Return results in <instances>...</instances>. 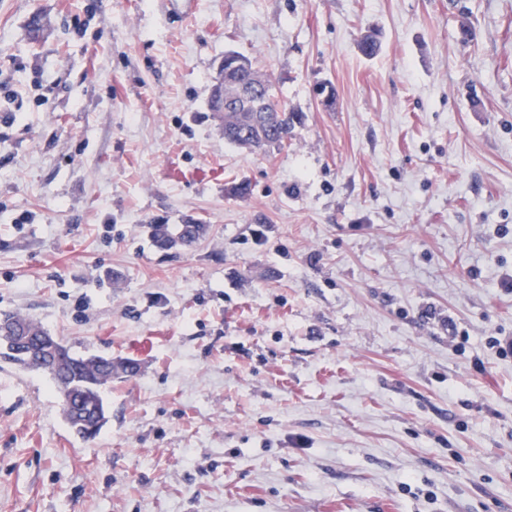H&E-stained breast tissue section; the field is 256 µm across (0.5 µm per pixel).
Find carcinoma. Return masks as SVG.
Wrapping results in <instances>:
<instances>
[{"label": "carcinoma", "mask_w": 512, "mask_h": 512, "mask_svg": "<svg viewBox=\"0 0 512 512\" xmlns=\"http://www.w3.org/2000/svg\"><path fill=\"white\" fill-rule=\"evenodd\" d=\"M267 84L260 98L263 109L274 111V124L257 127L255 118L261 113L253 107H239L224 117V140L250 151L274 152L288 147L291 141L295 114L274 93V75L266 72ZM149 237L161 250L188 247L205 236L206 224H151ZM10 320L20 327L27 338L25 347L16 345L12 338H0V361L18 367L30 368L31 353L40 355L42 362L36 369L44 372L60 391L66 392L70 401H61V411L70 429L83 439L94 438L106 421L104 389L112 378L121 374L133 377L138 373L137 362L130 359L112 360V356L98 353L76 354L60 339L48 334L37 323L18 315Z\"/></svg>", "instance_id": "carcinoma-1"}]
</instances>
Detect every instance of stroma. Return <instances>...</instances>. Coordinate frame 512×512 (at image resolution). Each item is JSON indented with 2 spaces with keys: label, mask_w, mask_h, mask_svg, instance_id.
<instances>
[{
  "label": "stroma",
  "mask_w": 512,
  "mask_h": 512,
  "mask_svg": "<svg viewBox=\"0 0 512 512\" xmlns=\"http://www.w3.org/2000/svg\"><path fill=\"white\" fill-rule=\"evenodd\" d=\"M0 84V316L141 367L84 440L0 362V512H512V0H0ZM244 60L248 66H257L256 61L246 55L236 51L225 52L224 57L231 56ZM253 68V75L249 80L242 82L239 86V96L242 102L252 103L256 97V90L259 85L265 83V73L267 75V84L264 87L260 98L264 105L263 110L271 109L274 114V125L269 128L261 125V131L264 138L260 136L257 125L254 124L255 117L261 116L265 111L254 112V108L249 106L244 108L239 102L238 85L236 84L237 75L234 73L225 74L224 77V100H229L239 106V112H227L224 117V140L239 148L250 151L274 152L288 147L291 141L294 112H280L279 109L287 110V107L276 97L274 93V75L270 71H262L259 68ZM277 111V112H276ZM149 237L153 244L161 250H172L178 247H188L205 236L209 227L207 224H151L148 226Z\"/></svg>",
  "instance_id": "1"
}]
</instances>
